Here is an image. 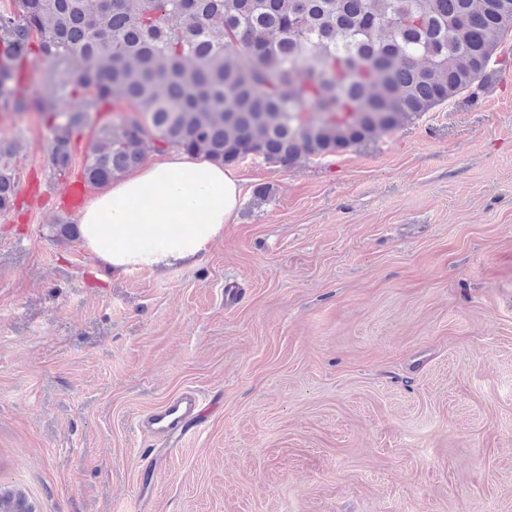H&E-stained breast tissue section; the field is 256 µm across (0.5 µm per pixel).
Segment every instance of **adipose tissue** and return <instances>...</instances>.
Here are the masks:
<instances>
[{
    "label": "adipose tissue",
    "mask_w": 512,
    "mask_h": 512,
    "mask_svg": "<svg viewBox=\"0 0 512 512\" xmlns=\"http://www.w3.org/2000/svg\"><path fill=\"white\" fill-rule=\"evenodd\" d=\"M240 192L233 168L172 150L91 198L78 237L111 272L200 259L230 222Z\"/></svg>",
    "instance_id": "adipose-tissue-1"
}]
</instances>
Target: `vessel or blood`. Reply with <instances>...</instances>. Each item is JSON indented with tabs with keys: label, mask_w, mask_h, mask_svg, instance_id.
<instances>
[{
	"label": "vessel or blood",
	"mask_w": 512,
	"mask_h": 512,
	"mask_svg": "<svg viewBox=\"0 0 512 512\" xmlns=\"http://www.w3.org/2000/svg\"><path fill=\"white\" fill-rule=\"evenodd\" d=\"M205 423L203 403L192 394L173 400L149 419L151 428L163 439L170 454L177 451L186 437L201 432Z\"/></svg>",
	"instance_id": "obj_1"
}]
</instances>
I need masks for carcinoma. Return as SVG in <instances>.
<instances>
[{
	"instance_id": "carcinoma-1",
	"label": "carcinoma",
	"mask_w": 512,
	"mask_h": 512,
	"mask_svg": "<svg viewBox=\"0 0 512 512\" xmlns=\"http://www.w3.org/2000/svg\"><path fill=\"white\" fill-rule=\"evenodd\" d=\"M512 32V0H10L0 10V110L53 119L56 174L98 126L81 170L104 187L147 142L225 165H290L372 141L469 90ZM50 62L24 94V60ZM81 108L56 111L61 97ZM17 146L0 141V213L15 206Z\"/></svg>"
}]
</instances>
